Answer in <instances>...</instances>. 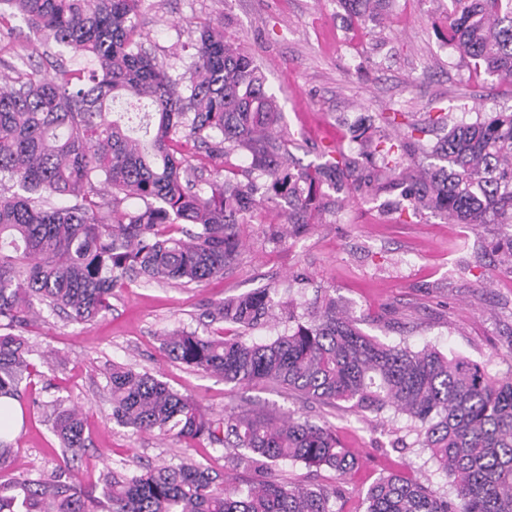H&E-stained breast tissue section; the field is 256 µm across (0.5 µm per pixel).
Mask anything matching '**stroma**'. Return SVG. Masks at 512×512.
<instances>
[{"mask_svg": "<svg viewBox=\"0 0 512 512\" xmlns=\"http://www.w3.org/2000/svg\"><path fill=\"white\" fill-rule=\"evenodd\" d=\"M449 6V0H390L358 27L337 0H146L141 37L176 77L191 64L183 46L196 39L199 25L221 23L225 39L260 66L267 91L279 102L281 126L294 142L292 152L308 164L324 145L357 151L352 127L367 116L398 111L419 123L442 110L454 126L512 111V90L488 75L474 76L467 60L448 46L443 24ZM4 23L13 35L0 44V76H54L57 47L40 41L21 16ZM382 201L372 190L356 193L334 223L312 225L278 244L269 241L268 231L285 217L270 204L245 227L240 255L223 276L189 287L125 283L115 288L111 310L87 325L43 311L25 334L35 355L49 352L53 359L28 388L37 405L14 433V472L48 475L56 469L61 451L44 408L64 399L82 406L87 420L88 446L73 463L83 484L109 468L138 473L188 457L237 481L227 449L205 442L189 448L112 420L106 375L112 365L127 364L156 375L216 417L227 407L256 403L299 410L333 428L359 460L344 481L288 461L270 474L293 484L340 483L343 512H365L367 488L391 472L447 492L427 450L395 448L405 433L404 417L388 412L363 418L303 404L272 386L236 387L172 361L159 343L175 330L207 334L200 319L204 303L261 288L284 296L291 274L300 272L310 283L306 299H313L315 288L327 289L367 335L414 350L432 346L479 362L496 376L511 371L512 274L498 269L493 253L503 237L501 225L451 224L431 212L385 216Z\"/></svg>", "mask_w": 512, "mask_h": 512, "instance_id": "35a3bbf8", "label": "stroma"}]
</instances>
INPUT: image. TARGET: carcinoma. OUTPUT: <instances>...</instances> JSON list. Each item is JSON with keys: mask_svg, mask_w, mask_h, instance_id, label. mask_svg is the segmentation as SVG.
I'll use <instances>...</instances> for the list:
<instances>
[{"mask_svg": "<svg viewBox=\"0 0 512 512\" xmlns=\"http://www.w3.org/2000/svg\"><path fill=\"white\" fill-rule=\"evenodd\" d=\"M145 0H0L46 42L93 68L59 62L56 77L0 86V512H335L340 488L290 485L273 477L242 488L196 461L139 474L109 469L84 488L71 460L48 478L11 473L16 410L38 374L23 335L44 308L75 323L109 311L114 288L143 280L197 286L224 275L243 245L241 226L263 202L286 204L288 233L299 235L336 214L342 198L364 189L402 187L388 214L425 210L457 224H500L495 252L512 274V112L448 127L427 146L413 135L394 141L371 126L361 159L320 149L301 166L278 128L277 99L254 58L206 23L191 45L188 74L173 77L136 39ZM363 22L383 0H338ZM448 45L481 72L512 85V0H450ZM193 141L205 157L246 153L250 167L199 186L182 157ZM418 154L434 163L415 164ZM68 204L55 207L53 197ZM143 207L122 208V197ZM293 298L268 291L209 302L201 317L237 329L161 338L166 355L239 387L267 383L304 400L365 416L387 410L410 421L452 493L439 495L399 474L380 477L364 496L366 512H512V371L491 376L465 357L413 350L362 333L336 301L300 313ZM288 331L263 343L240 331L276 323ZM112 419L134 432L236 449L234 470L257 473L288 460L335 472L358 459L336 432L296 411L235 407L220 417L147 371L114 365L107 376ZM63 451L86 447L85 420L61 400L50 413Z\"/></svg>", "mask_w": 512, "mask_h": 512, "instance_id": "1", "label": "carcinoma"}]
</instances>
